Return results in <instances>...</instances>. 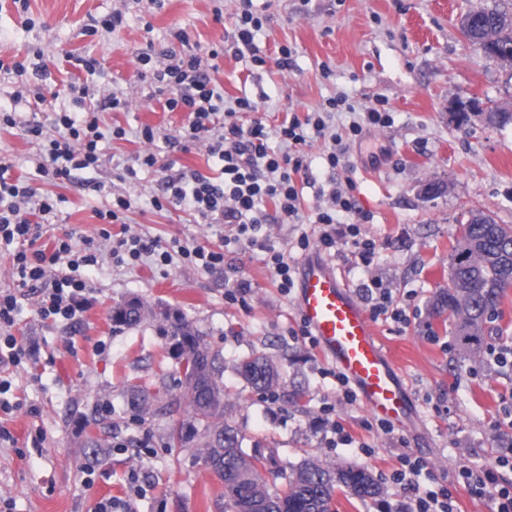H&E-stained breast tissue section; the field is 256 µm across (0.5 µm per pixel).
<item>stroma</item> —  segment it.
I'll return each instance as SVG.
<instances>
[{
    "label": "stroma",
    "instance_id": "obj_1",
    "mask_svg": "<svg viewBox=\"0 0 512 512\" xmlns=\"http://www.w3.org/2000/svg\"><path fill=\"white\" fill-rule=\"evenodd\" d=\"M267 22L259 35L268 51L288 46L294 66L278 70L252 66L226 54L218 59L213 83L226 105L247 96L266 100L258 118L268 128L289 111L320 110L327 99L347 97L353 111L332 114L331 131L346 134L361 121L370 99L387 100L393 122L366 130L350 143L345 167L333 170L322 158L323 142L309 150L302 182L300 223L283 222L266 205L261 232L291 266L304 254L301 234L316 237L317 210L332 201L322 187L354 185L358 210L350 220L378 246L370 266L350 248L328 252V259L354 293L379 279L407 322L381 318L380 341L396 364L414 402V430L383 434L361 401L342 400L328 374L331 362L300 332L296 291L274 285L265 255L235 243L234 226L207 224L188 207L162 211L151 205L167 177L190 169L216 175L204 147L184 152L176 142L187 115L165 110L147 82L135 81L137 52L152 49V64H166L179 49L172 36L183 30L199 54L222 43L225 28L214 20L222 10L232 19L235 0H166L149 11L146 0H29L33 26L22 25L12 0H0V109L50 123L69 105L67 86L83 77L67 55L92 57L99 71L87 78L88 104L105 95L127 96L124 112L104 111L99 125L96 171L74 172L64 186L37 179L40 144L17 127H0V161L16 176L31 178L40 192L60 197L57 219L39 244L49 249L66 233L95 238L99 210L113 197L127 195L139 205L128 213L129 233L169 249L173 240L188 247L223 253L224 263L204 269L173 255L161 265L143 255L136 265L113 263L109 244H100L98 263L86 275L92 301L74 320L55 322L38 313V290L19 287L13 270L15 245L0 243V289L19 297L11 332L27 341L31 355L10 368L9 400L21 409L0 414V500L14 512H93L104 500L126 502L131 512H230L224 486L203 464L194 446H170L172 432L186 419L181 374L173 341L163 323L146 318L126 328L112 321L117 304L136 298L154 309L183 316L204 341L224 357L227 422L243 438L244 449L272 448L279 466L266 479L285 484L291 466L306 459L367 468L380 482L376 499L359 500L336 492L333 512H412V500L390 474L401 456L420 459L422 486L450 490L457 512H492L489 496H477L458 478L461 467L491 469L512 483V465L500 464L512 452V288L501 316L484 335L480 357L454 347L453 318L434 310L440 288L448 283L455 224L466 210L478 208L501 224H512V122L485 121L486 107L512 111V70L469 48L459 19L470 8L505 9L512 0H254ZM122 14L125 24L109 33H87L93 19ZM38 51L44 73L21 78L8 71L12 61ZM42 86L44 99L35 101ZM155 130L144 143L142 127ZM123 137H113L114 128ZM158 158V170H141L120 179L121 167L135 165L145 152ZM250 291L237 295L239 281ZM255 353L270 356L281 380L272 391L247 386L238 364ZM147 385L148 411L127 403L129 384ZM345 428L354 444H334L324 415ZM92 437L108 446L93 452Z\"/></svg>",
    "mask_w": 512,
    "mask_h": 512
}]
</instances>
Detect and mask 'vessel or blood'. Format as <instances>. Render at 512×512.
<instances>
[{
	"label": "vessel or blood",
	"mask_w": 512,
	"mask_h": 512,
	"mask_svg": "<svg viewBox=\"0 0 512 512\" xmlns=\"http://www.w3.org/2000/svg\"><path fill=\"white\" fill-rule=\"evenodd\" d=\"M298 304L320 351L379 421L409 429L417 414L404 381L365 307L328 260L312 255L299 269Z\"/></svg>",
	"instance_id": "obj_1"
}]
</instances>
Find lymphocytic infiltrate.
Listing matches in <instances>:
<instances>
[{"mask_svg":"<svg viewBox=\"0 0 512 512\" xmlns=\"http://www.w3.org/2000/svg\"><path fill=\"white\" fill-rule=\"evenodd\" d=\"M234 23L228 34L229 47H213L207 57L186 51L170 55L164 67L151 68L152 56L142 51L137 55L140 67L138 79H152L157 95L163 96L168 110L187 113L188 123L182 136L183 151H190L198 143H205L210 157L219 163L218 177H209L193 171L168 178L162 195L152 201L154 209L162 211L171 206H188L202 219L215 224H233L237 238L248 248L266 253L278 276L277 286L290 290L293 286L292 269L282 254L272 250L267 237L260 229L266 221L264 203H272L283 220L295 221L300 213V195L295 177L307 168L308 148L322 139L332 138L333 150L326 155L330 168L343 166L346 149L343 138L362 136L365 126L386 127L392 118L382 99H375L366 106L364 120L353 123L347 136L328 135V125L321 112L291 115L288 121L275 131H268L261 120L244 124L241 113L257 112L259 101L243 96L236 98L235 105L222 109V97L212 85L205 65L206 60H218L225 49L235 55H248L252 64L264 67L275 64L285 70L293 63V51L283 46L276 57H269L261 45L258 34L265 18L254 8V0H237ZM70 108L55 113L51 126L37 120L17 121L14 113L1 112L0 125L22 126L26 134L42 143L39 175L43 180L56 184L69 182L75 170H96L100 162L98 144L103 138L99 118L94 108L85 102L83 87H71ZM276 137L287 144L283 153L269 151V137ZM332 209L318 212L320 234L317 241L300 236L298 247L308 250L310 245L330 250L337 244L352 246L363 265H370L377 249L374 240L363 238L360 227L338 221L337 212L355 213L356 201L349 189L335 186L330 191ZM138 201L129 196H118L111 207L99 211L104 227L99 238L113 241L115 259H128L135 263L148 253L156 254L159 262H168V252H156L152 242L137 235L113 240L111 225L124 223L128 213L137 208ZM56 216V201L48 195H40L37 188L24 178L13 177L8 164H0V240L26 242V249L13 257L14 273L21 286L42 284L44 287L38 312L42 317H58L65 321L75 319L91 300V287L81 270L98 263V250L94 241L83 242L81 251H74L72 234L54 238L52 252L38 248L43 227ZM67 260V273L50 277L49 270L60 260ZM18 310L17 300L11 291L0 290V365L19 366L29 356L26 345L13 336Z\"/></svg>","mask_w":512,"mask_h":512,"instance_id":"1","label":"lymphocytic infiltrate"}]
</instances>
